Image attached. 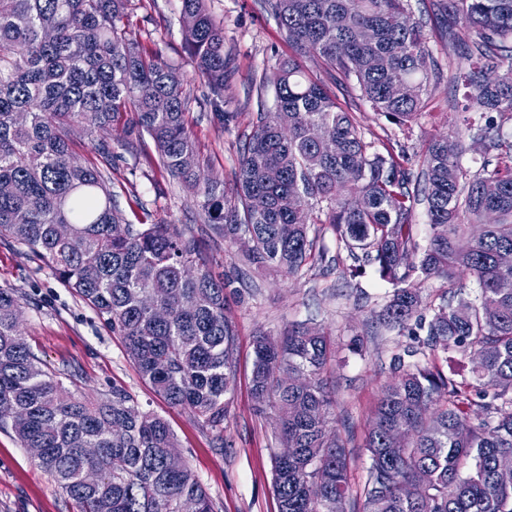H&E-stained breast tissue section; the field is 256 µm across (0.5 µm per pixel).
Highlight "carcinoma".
Segmentation results:
<instances>
[{"mask_svg":"<svg viewBox=\"0 0 512 512\" xmlns=\"http://www.w3.org/2000/svg\"><path fill=\"white\" fill-rule=\"evenodd\" d=\"M130 0H0V237L43 259L65 286L122 337L142 379L174 408L190 410L218 433L237 372L236 334L224 315V275L198 249L194 231L174 224H128L112 202L108 178L94 162L77 161L71 133L92 136L125 120L126 146L194 191L199 220L235 241H251L246 260L289 275L323 260L310 225L328 224L338 245L357 262L376 265L393 286L379 312L386 325L406 330L432 352L473 356L471 378L456 379L433 361L394 359L400 372L369 422L370 466L364 512H512V485L496 479V463L512 456V267L497 254L512 251V0H434L453 27L462 22L476 38L454 45L465 66L451 80L466 89L464 122L482 143L476 171L463 167L458 149L434 140L415 176L400 145L371 151L353 113L325 86L307 77L296 58L280 62L270 82L277 111L260 114L240 154L235 196L224 179L183 166L197 156L185 120L184 80L173 68L129 40L122 28ZM299 56H317L342 83L354 81L377 114L398 126L414 122L436 78L423 24L408 0H267ZM192 21L187 47L213 104L224 102L231 75L224 28L206 0H182ZM336 30L325 41L322 31ZM373 31L366 42L361 30ZM394 82L408 93L392 98ZM336 140L323 153L319 140ZM269 168L279 181H267ZM261 196L265 206L252 200ZM425 203L431 236L419 249L412 236L417 201ZM498 214L494 224L485 222ZM127 224L115 240L110 225ZM70 224L74 234L57 235ZM361 250L358 255L355 250ZM466 271L478 294L422 315L415 281L456 280ZM169 312L153 318L149 305ZM20 302L0 288V430L16 411L28 417L13 433L80 512H197L215 503L183 458L169 423L143 409L121 385L99 400L66 394L43 370L20 331ZM425 337H420V333ZM327 336L303 325L283 336L254 340L251 392L277 410L279 438L291 449L274 460L277 512H348L349 457L329 427L331 406ZM411 431L401 447L387 441L391 426ZM97 448L95 457L84 454ZM90 469L101 472L87 483ZM467 473H462V470Z\"/></svg>","mask_w":512,"mask_h":512,"instance_id":"obj_1","label":"carcinoma"}]
</instances>
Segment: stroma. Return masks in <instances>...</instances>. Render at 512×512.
I'll return each mask as SVG.
<instances>
[{
  "label": "stroma",
  "instance_id": "35a3bbf8",
  "mask_svg": "<svg viewBox=\"0 0 512 512\" xmlns=\"http://www.w3.org/2000/svg\"><path fill=\"white\" fill-rule=\"evenodd\" d=\"M410 3L414 17L426 23L435 65L444 74L457 64L449 38L468 42L475 32L460 24L453 35H446L443 25L432 16L430 0ZM207 7L224 27V52L233 69L224 88L223 109L237 113L238 119L226 127L215 118L207 85L186 47L181 0H131L123 24L128 38L157 52L184 80L189 94L187 127L198 145L200 169L221 173L224 191L230 194L238 180L245 137L259 113L275 111L277 106L272 84L262 83L261 78L293 56L294 50L265 0H207ZM338 98L354 113L375 151H383L391 140L405 145L414 172H421L425 148L435 138L461 144L464 166L475 169L482 160L483 149L463 122V92L444 78L432 83L421 116L408 128L376 115L356 85H348ZM101 139L112 144V166L107 174L124 217L133 224L195 228L203 256L231 281L224 314L237 330L232 403L219 435L189 410L169 407L141 378L120 336L26 246L1 238L0 288L13 290L20 297V330L44 370L62 380L73 394L92 398L120 384L144 409L165 418L181 454L219 512H277L272 477L281 446L274 411L260 409L251 393L253 340L257 333L278 335L295 324L323 330L336 346L328 369L333 399L330 425L350 452L351 507L360 512L369 467L364 448L369 421L385 387L395 380L393 358L415 343L413 336L377 319L392 292L391 284L368 263L360 276H347L354 259L337 246L336 234L326 224L310 227L315 248L324 259L309 270L288 276L247 264L242 241L200 231L196 197L179 180L150 170L132 155L121 126L95 137L77 133L74 150L78 160L95 159V146ZM0 512H80L76 501L6 431H0Z\"/></svg>",
  "mask_w": 512,
  "mask_h": 512
}]
</instances>
